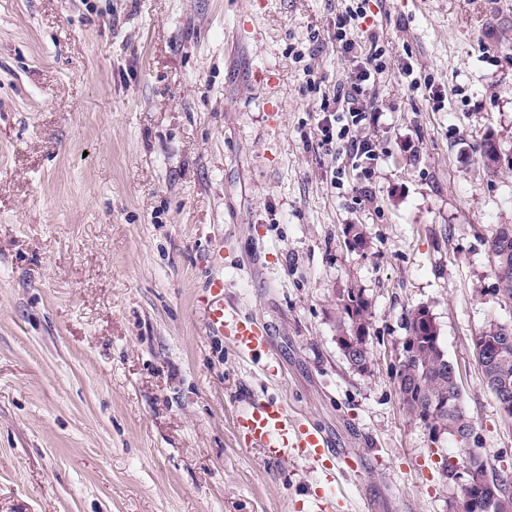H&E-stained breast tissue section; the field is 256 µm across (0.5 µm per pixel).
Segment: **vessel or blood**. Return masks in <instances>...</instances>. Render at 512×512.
<instances>
[{
    "instance_id": "obj_1",
    "label": "vessel or blood",
    "mask_w": 512,
    "mask_h": 512,
    "mask_svg": "<svg viewBox=\"0 0 512 512\" xmlns=\"http://www.w3.org/2000/svg\"><path fill=\"white\" fill-rule=\"evenodd\" d=\"M204 311L209 326L228 336L235 349L246 356L258 357L268 347L264 328L252 317L224 304V282L212 280ZM236 428L249 443L264 448L270 459L293 454L313 464L322 463L328 450L325 437L315 428L301 423L278 400L251 404L236 417Z\"/></svg>"
}]
</instances>
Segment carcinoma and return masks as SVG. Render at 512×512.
I'll use <instances>...</instances> for the list:
<instances>
[{"label": "carcinoma", "instance_id": "carcinoma-1", "mask_svg": "<svg viewBox=\"0 0 512 512\" xmlns=\"http://www.w3.org/2000/svg\"><path fill=\"white\" fill-rule=\"evenodd\" d=\"M481 157L491 173L497 172L500 163L497 146L490 138H485L479 146ZM488 250L494 259L496 291L500 300L512 307V237L506 238L501 230L488 241ZM369 302L353 289L347 291L342 299L339 314L336 315V332L340 336L351 337L356 331L367 326L366 313ZM407 336L410 337L411 350L404 368V381L398 383V393L413 389L414 396L409 401L408 412L416 417L420 413L432 411L435 421L464 451L459 466H465L471 459L473 449L463 441L456 440L457 433L464 429L475 431V425L462 404V393L457 380L455 365L442 353L436 328L426 319L415 315L409 321ZM480 337L491 343L489 354L478 361L486 386L496 383L500 391H492L498 403H503L502 395H512V327L505 329L496 323L488 324ZM487 481L496 489L503 491V502L495 512H512V476L498 473L485 466ZM470 501L467 512H486L484 503L487 498L486 487L460 490Z\"/></svg>", "mask_w": 512, "mask_h": 512}]
</instances>
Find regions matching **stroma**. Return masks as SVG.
<instances>
[{
    "label": "stroma",
    "instance_id": "stroma-1",
    "mask_svg": "<svg viewBox=\"0 0 512 512\" xmlns=\"http://www.w3.org/2000/svg\"><path fill=\"white\" fill-rule=\"evenodd\" d=\"M348 3L0 0V512H320L338 484L334 512H458L460 448L398 394L421 306L478 452L512 473L473 354L512 326L487 245L512 224V0H369L346 53ZM371 32L366 168L317 123ZM217 277L264 323L261 359L204 321ZM351 288L366 373L336 342ZM269 398L348 469L246 444L236 416ZM359 5L360 4H357L355 9H349V11L342 16L337 26L336 39L342 42V46L348 49L352 48L355 44L349 28L351 20L356 21L359 18H364V13L366 14L365 7ZM339 306V314L336 315V332L338 336H347L343 339L341 346H346L347 348L351 347V351L356 355L364 353L367 350L366 343L369 340L368 336L366 335L364 338L362 335L357 336L356 331L362 327L368 329L366 313L369 308V302L360 292L349 289L347 291V297L342 299ZM351 336H357L359 341L356 342L357 340L355 338L349 339L348 337ZM346 347L342 353L346 362L351 366L352 363L346 356ZM359 359L360 362L365 361L367 363L366 370L364 371L367 372L371 361L370 348L366 351V354L359 357Z\"/></svg>",
    "mask_w": 512,
    "mask_h": 512
}]
</instances>
